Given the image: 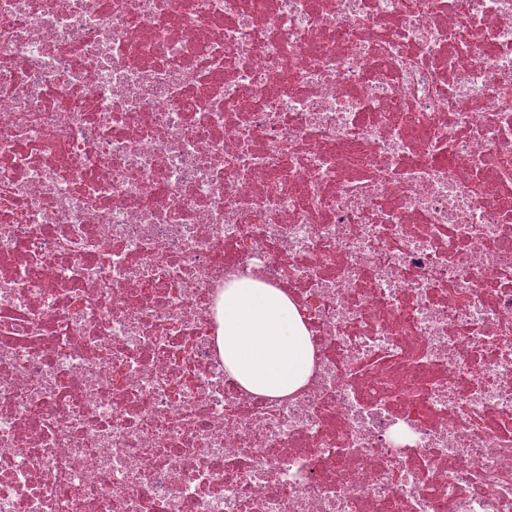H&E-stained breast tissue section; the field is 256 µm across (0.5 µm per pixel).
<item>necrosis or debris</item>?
<instances>
[{
	"mask_svg": "<svg viewBox=\"0 0 512 512\" xmlns=\"http://www.w3.org/2000/svg\"><path fill=\"white\" fill-rule=\"evenodd\" d=\"M0 512H512V0H0ZM218 337L224 371L253 394L287 396L312 374L314 347L296 305L255 278L224 284Z\"/></svg>",
	"mask_w": 512,
	"mask_h": 512,
	"instance_id": "1",
	"label": "necrosis or debris"
}]
</instances>
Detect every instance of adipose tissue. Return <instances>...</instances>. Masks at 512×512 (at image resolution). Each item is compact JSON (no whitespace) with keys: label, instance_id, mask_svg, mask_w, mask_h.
Wrapping results in <instances>:
<instances>
[{"label":"adipose tissue","instance_id":"ef3b65f1","mask_svg":"<svg viewBox=\"0 0 512 512\" xmlns=\"http://www.w3.org/2000/svg\"><path fill=\"white\" fill-rule=\"evenodd\" d=\"M218 337L226 374L251 393L284 397L312 374L314 347L296 305L255 278L225 283Z\"/></svg>","mask_w":512,"mask_h":512}]
</instances>
